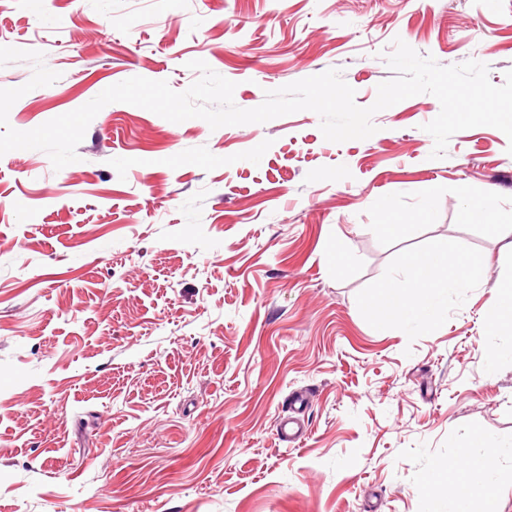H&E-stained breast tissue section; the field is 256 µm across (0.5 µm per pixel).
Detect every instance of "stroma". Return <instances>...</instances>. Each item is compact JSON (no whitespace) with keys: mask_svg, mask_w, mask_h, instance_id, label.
<instances>
[{"mask_svg":"<svg viewBox=\"0 0 512 512\" xmlns=\"http://www.w3.org/2000/svg\"><path fill=\"white\" fill-rule=\"evenodd\" d=\"M402 39L493 84L512 0H0V46L60 72L15 102L32 130L133 76L178 92L205 61L234 101L336 68L367 107ZM429 94L327 141L311 111L210 129L100 110L54 170L0 156V512H442L439 461L512 436V142L478 126L431 159ZM482 260L422 334L367 302L411 252ZM306 437L276 435L291 401ZM490 323L497 328L508 324L512 327V276L497 281L489 298Z\"/></svg>","mask_w":512,"mask_h":512,"instance_id":"1","label":"stroma"}]
</instances>
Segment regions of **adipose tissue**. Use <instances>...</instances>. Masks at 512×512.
<instances>
[{
    "instance_id": "adipose-tissue-1",
    "label": "adipose tissue",
    "mask_w": 512,
    "mask_h": 512,
    "mask_svg": "<svg viewBox=\"0 0 512 512\" xmlns=\"http://www.w3.org/2000/svg\"><path fill=\"white\" fill-rule=\"evenodd\" d=\"M404 278L392 281L388 289L369 305L378 322L390 321L415 333L426 332L442 319L448 307V295L462 283L476 279L481 267L469 255L449 252L439 245L424 253L407 254ZM512 461V439L482 435L458 448L454 460L442 462L440 471L462 465L470 473L449 497L447 512H473L474 500L494 495L500 485V461Z\"/></svg>"
}]
</instances>
